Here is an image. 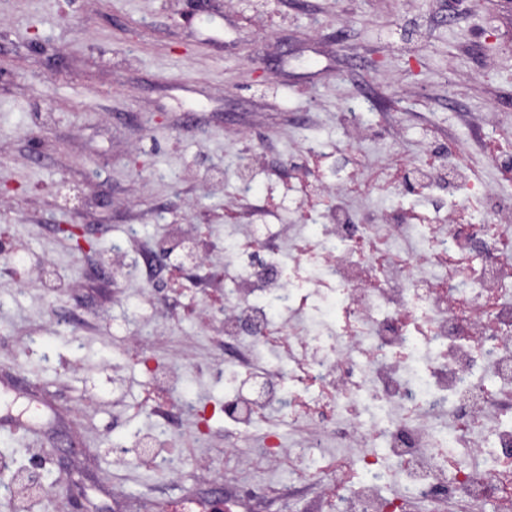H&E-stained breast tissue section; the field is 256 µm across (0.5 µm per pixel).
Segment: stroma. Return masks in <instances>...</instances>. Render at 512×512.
I'll return each mask as SVG.
<instances>
[{
    "label": "stroma",
    "instance_id": "1",
    "mask_svg": "<svg viewBox=\"0 0 512 512\" xmlns=\"http://www.w3.org/2000/svg\"><path fill=\"white\" fill-rule=\"evenodd\" d=\"M509 133L512 0H0V226L33 266L0 260V416L35 426L0 427V512H154L158 494L195 487L196 459L221 470L224 348L177 313L223 286L225 244L262 228L287 267L294 225L327 222L289 208L307 153L323 160L315 181L366 183L342 195L355 215L432 224L448 194L411 190L421 158L452 145L512 200V146L482 150ZM400 158L407 181L371 186ZM174 238L202 258L175 297L138 263ZM154 366L214 414L145 453L163 422L143 400ZM23 471L52 501L27 499Z\"/></svg>",
    "mask_w": 512,
    "mask_h": 512
}]
</instances>
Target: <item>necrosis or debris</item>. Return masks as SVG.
<instances>
[{
    "instance_id": "4bbe7bcc",
    "label": "necrosis or debris",
    "mask_w": 512,
    "mask_h": 512,
    "mask_svg": "<svg viewBox=\"0 0 512 512\" xmlns=\"http://www.w3.org/2000/svg\"><path fill=\"white\" fill-rule=\"evenodd\" d=\"M333 221L305 225L288 275L244 268L224 250V308L207 307L225 345L238 355L280 342L281 363L252 393L227 390L225 462L252 468L254 487L241 495L234 478L202 468L224 487L228 512H269L317 489L319 512H404L407 499L492 501L512 484V209L495 206L486 186H467L471 210L493 222L376 224L339 205L341 186L322 184ZM470 248L465 266L448 272L439 256ZM379 243L388 262L374 264L366 243ZM322 274L309 279V267ZM433 267L430 277L422 268ZM329 298L335 323L313 328L298 284ZM315 425L312 449L298 454L276 436L252 447L239 428L261 422ZM359 480L343 494L339 475ZM404 487L391 498L389 478Z\"/></svg>"
}]
</instances>
